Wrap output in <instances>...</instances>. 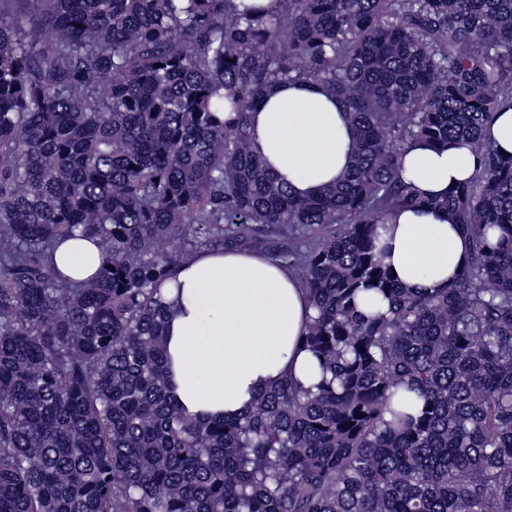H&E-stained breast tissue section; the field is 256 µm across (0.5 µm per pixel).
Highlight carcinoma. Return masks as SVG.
Listing matches in <instances>:
<instances>
[{
    "label": "carcinoma",
    "mask_w": 512,
    "mask_h": 512,
    "mask_svg": "<svg viewBox=\"0 0 512 512\" xmlns=\"http://www.w3.org/2000/svg\"><path fill=\"white\" fill-rule=\"evenodd\" d=\"M276 2L0 0V512H512V157L487 137L512 0ZM300 80L355 139L307 199L250 134ZM414 141L467 147L472 177L423 196ZM405 208L467 239L451 287L388 275ZM78 235L102 264L71 282L52 252ZM210 247L288 268L320 380L207 423L169 394L159 294Z\"/></svg>",
    "instance_id": "1"
}]
</instances>
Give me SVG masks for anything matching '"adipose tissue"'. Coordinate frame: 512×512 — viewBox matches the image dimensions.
<instances>
[{
  "label": "adipose tissue",
  "mask_w": 512,
  "mask_h": 512,
  "mask_svg": "<svg viewBox=\"0 0 512 512\" xmlns=\"http://www.w3.org/2000/svg\"><path fill=\"white\" fill-rule=\"evenodd\" d=\"M254 151L298 196L317 193L346 169L353 133L343 105L311 82L273 85L251 114ZM406 176L428 196L468 180L475 161L459 145L413 143ZM385 265L408 288L449 287L466 263L467 244L442 211L391 214ZM58 270L74 280L94 276L99 241L77 237L54 252ZM172 391L200 420L244 414L255 396L290 377L313 383L318 366L300 338L310 310L288 272L268 256L229 250L201 252L183 263L163 292Z\"/></svg>",
  "instance_id": "ef3b65f1"
}]
</instances>
